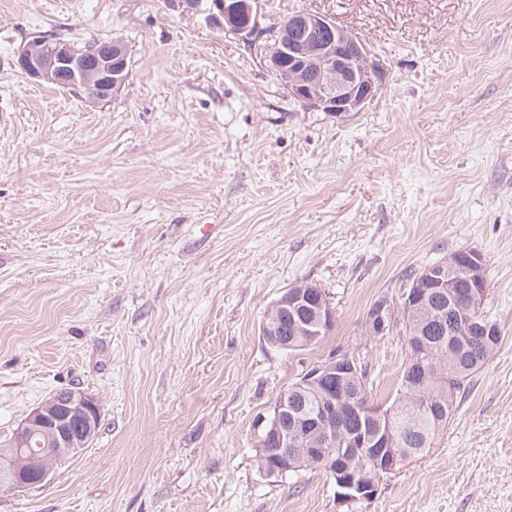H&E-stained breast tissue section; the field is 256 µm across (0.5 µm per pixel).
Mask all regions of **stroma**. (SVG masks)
Masks as SVG:
<instances>
[{
  "instance_id": "35a3bbf8",
  "label": "stroma",
  "mask_w": 512,
  "mask_h": 512,
  "mask_svg": "<svg viewBox=\"0 0 512 512\" xmlns=\"http://www.w3.org/2000/svg\"><path fill=\"white\" fill-rule=\"evenodd\" d=\"M261 34L182 0H0V444L50 393L97 397L81 454L0 512H512V0H258ZM318 12L386 70L362 111L290 97L266 60ZM56 35L122 42L128 77L91 104L19 70ZM487 264L501 340L423 457L345 500L319 469L262 470L253 423L302 370L344 354L389 405L414 270ZM308 281L336 322L317 345L260 336ZM393 312L391 306L384 299H380L367 312L364 328L368 336H385L392 328Z\"/></svg>"
}]
</instances>
